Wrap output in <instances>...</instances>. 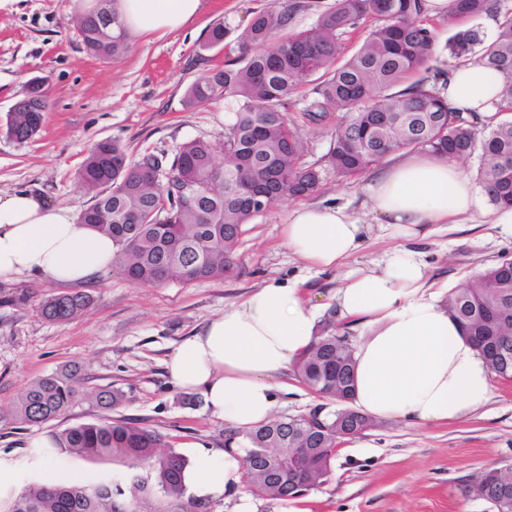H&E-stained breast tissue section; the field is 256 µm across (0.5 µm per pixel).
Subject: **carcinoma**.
I'll return each instance as SVG.
<instances>
[{
  "mask_svg": "<svg viewBox=\"0 0 512 512\" xmlns=\"http://www.w3.org/2000/svg\"><path fill=\"white\" fill-rule=\"evenodd\" d=\"M100 0L96 11L77 20L82 41L94 55L110 59L126 49L125 30ZM422 0H335L315 24L290 32L292 8L254 14L236 38L239 55L222 68L206 71L186 92V103L199 106L231 95L238 102L233 122L218 145L194 139L174 154L147 153L133 161L116 140L95 144L77 179L93 193V202L77 222L109 235L117 245L116 266L132 282L190 284L222 279L237 267V249L252 214L238 193L258 183L272 189L276 201L316 193L326 175L356 176L388 155L417 150L466 160L478 155L479 184L496 207L512 206V10L501 0H456L458 18L492 14L499 21L486 42L475 29L448 40L450 57L462 59L480 46L479 63L503 74L505 90L494 118L463 116L427 77L434 34L423 23ZM371 20L357 50L338 62L340 41ZM308 81L317 82L319 98L307 109V121L322 124L331 113L347 112L336 127L325 155L305 160L307 147L299 125L288 113L289 100ZM28 111L8 114V136L20 143L34 139L48 108L43 82L35 80L24 97ZM222 161H217V154ZM205 192L200 202H184L185 188ZM91 298L82 293L47 297L39 314L48 321L81 315ZM449 314L481 349L496 377L512 379V326L500 319L512 309V256L506 254L477 278L448 294ZM354 344L325 319L311 348L295 371L322 397L348 408L354 384ZM73 369L34 380L12 411L20 423L53 421L82 400L110 410L124 392L110 386L82 391ZM54 447L43 453L75 456L92 464L118 463L123 481L94 485L33 481L0 496V512H215V504L185 494L183 473L189 460L161 434L126 419L103 417L52 434ZM343 433L336 414H307L273 419L249 431L240 443L243 478L255 495L297 499L288 489V452L313 451L312 469L331 478L332 460ZM478 483L496 501L495 512H512V463L484 471Z\"/></svg>",
  "mask_w": 512,
  "mask_h": 512,
  "instance_id": "cac0c4a2",
  "label": "carcinoma"
}]
</instances>
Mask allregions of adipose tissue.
Wrapping results in <instances>:
<instances>
[{
	"mask_svg": "<svg viewBox=\"0 0 512 512\" xmlns=\"http://www.w3.org/2000/svg\"><path fill=\"white\" fill-rule=\"evenodd\" d=\"M207 0H115L125 30L165 36L200 17ZM503 76L474 61L451 71L445 99L457 111L493 115ZM370 210L390 236H425L428 226L480 216L512 237V208L486 210L457 161L403 154L365 186ZM286 245L309 268L343 266L362 246L360 221L345 207L302 205L283 226ZM115 264L110 236L78 223L72 211L32 193L0 195V281L42 278L86 283ZM336 318L358 336L353 403L362 414L409 426L469 418L491 399V373L476 345L440 300L416 251H396L380 270L345 275ZM320 316L301 280L272 278L187 339L166 363L175 385L200 391L208 410L247 432L267 422L284 372L309 349ZM236 452L199 454L184 472L197 497H219L241 482Z\"/></svg>",
	"mask_w": 512,
	"mask_h": 512,
	"instance_id": "obj_1",
	"label": "adipose tissue"
}]
</instances>
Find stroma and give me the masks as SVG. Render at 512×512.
<instances>
[{
	"mask_svg": "<svg viewBox=\"0 0 512 512\" xmlns=\"http://www.w3.org/2000/svg\"><path fill=\"white\" fill-rule=\"evenodd\" d=\"M286 0H208L202 16L182 31L166 35H127L126 50L112 59L90 54L75 20L76 0H0V194L39 193L52 205L80 213L92 195L77 180L88 150L105 139L119 140L129 159L146 153H173L193 139L220 142L237 108L235 97L189 107L187 87L204 71L223 67L236 36L259 10L280 8ZM222 45L206 48L216 24ZM42 77L49 108L39 135L19 143L3 130L11 106L28 82ZM375 175L367 170L350 179L328 175L313 204H336L364 214L363 187ZM296 201L279 202L252 216L230 276L188 285L139 286L118 270L78 285L91 297L82 315L67 321L43 319L38 308L66 287L45 279L0 281V468L12 471L10 491L49 476L71 482L117 473L112 464L93 467L67 455L43 468L31 458L29 443L70 425L102 415L132 419L167 437L178 452L195 459L196 443L223 450L229 424L207 410L199 392L169 378L165 362L194 332L224 307L272 277L306 280V297L321 317L331 318L334 295L346 272L382 267L403 248L376 222L365 226L362 248L342 269L307 268L286 245L282 233ZM429 274L446 289L456 288L478 268L512 254V237L487 224H442L414 242ZM64 366L78 367L89 386H112L124 402L103 412L88 403L40 426H24L10 411L28 385ZM288 391L279 393L276 416L335 411L294 371H286ZM489 404L469 419L448 425L410 427L380 420L363 435L341 443L326 483L298 499L259 497L236 485L216 500V512H493L470 493L481 471L512 461V380L493 379Z\"/></svg>",
	"mask_w": 512,
	"mask_h": 512,
	"instance_id": "obj_1",
	"label": "stroma"
}]
</instances>
